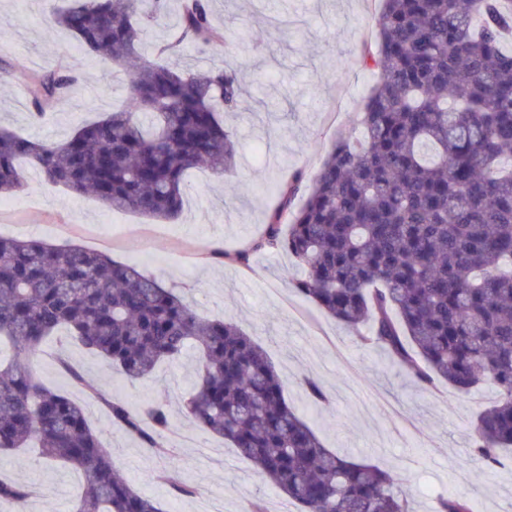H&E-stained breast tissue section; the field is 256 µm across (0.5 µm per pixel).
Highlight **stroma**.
<instances>
[{
    "instance_id": "obj_1",
    "label": "stroma",
    "mask_w": 512,
    "mask_h": 512,
    "mask_svg": "<svg viewBox=\"0 0 512 512\" xmlns=\"http://www.w3.org/2000/svg\"><path fill=\"white\" fill-rule=\"evenodd\" d=\"M61 5L0 0V126L52 142L118 107L129 80L122 67L82 52L68 33L48 35L50 16ZM380 8L379 0H211L217 18L232 21L233 54L218 42L203 53L188 45L161 56L156 48L172 34L179 11L171 6L170 18L146 34L150 61L182 70L224 66L244 77L242 109L224 117L239 144L234 171L224 179L206 169L189 171L180 218L167 222L42 185L26 164L27 190L0 199V237L106 252L177 288L201 315L233 319L266 351L289 405L323 444L389 471L413 512L435 505L441 494L465 499L472 512H501L512 502V460L487 469L469 454L474 414L494 398L492 389L463 396L444 383L416 385L385 351L362 345L352 330L292 289L287 255L256 251L243 264L233 258L263 234L278 186L296 171L312 181L336 139L354 131L358 103L374 81L361 64V48L374 37ZM62 66L78 79L75 93L33 117L24 89L34 75ZM59 345V338L47 340L33 370L48 387L85 404L113 465L161 512H248L257 498L267 512H297L235 448L184 416L198 352L163 361L152 376L130 381L72 343L66 355L85 378L78 386L52 357ZM305 375L328 394L319 409H311L305 396ZM97 388L135 404H167L178 473L195 486V495H174L155 480L164 460L113 426L108 409L92 396ZM0 477L35 486L28 512H72L85 484L82 472L23 451L0 454Z\"/></svg>"
}]
</instances>
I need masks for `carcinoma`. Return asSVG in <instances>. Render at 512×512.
<instances>
[{
  "label": "carcinoma",
  "mask_w": 512,
  "mask_h": 512,
  "mask_svg": "<svg viewBox=\"0 0 512 512\" xmlns=\"http://www.w3.org/2000/svg\"><path fill=\"white\" fill-rule=\"evenodd\" d=\"M170 0H68L50 19L86 54L123 67L126 105L61 142L0 127V198L28 187L25 159L41 182L92 195L112 211L175 221L184 175L224 176L236 143L222 114L243 104L239 74L181 72L146 59L144 34ZM373 45L362 55L379 77L360 106V132L341 136L314 180L299 175L254 250L284 251L301 276L296 292L385 351L413 382L448 383L462 395L489 384L496 399L472 423L471 452L490 467L512 447V0H382ZM225 38L210 0H181L161 51L203 49ZM77 78L52 73L29 86L33 116L68 99ZM303 194L296 209L294 199ZM63 334L130 379L190 346L201 354L184 406L197 425L228 441L298 512H411L394 479L364 459L326 448L284 396L265 350L233 320L197 313L134 265L78 245L0 237V451L37 448L82 471L74 512H160L117 472L84 406L31 369L43 342ZM310 402H328L303 378ZM112 422L147 447L164 448L161 403L133 405L99 391ZM155 478L179 496L174 456ZM33 486L0 480V505L17 512ZM437 512H471L442 495Z\"/></svg>",
  "instance_id": "1"
}]
</instances>
